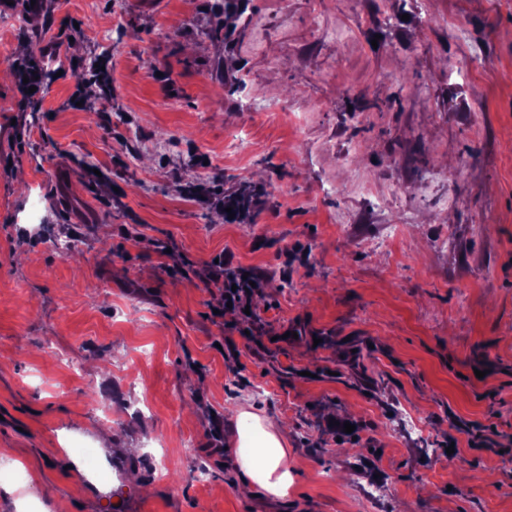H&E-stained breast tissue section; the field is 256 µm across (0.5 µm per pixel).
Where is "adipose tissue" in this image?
<instances>
[{
  "label": "adipose tissue",
  "mask_w": 512,
  "mask_h": 512,
  "mask_svg": "<svg viewBox=\"0 0 512 512\" xmlns=\"http://www.w3.org/2000/svg\"><path fill=\"white\" fill-rule=\"evenodd\" d=\"M232 439L246 483L271 496L287 497L293 476L287 467L288 437L281 421L239 410Z\"/></svg>",
  "instance_id": "ef3b65f1"
}]
</instances>
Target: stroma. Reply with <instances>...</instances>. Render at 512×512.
Listing matches in <instances>:
<instances>
[{
  "label": "stroma",
  "instance_id": "obj_1",
  "mask_svg": "<svg viewBox=\"0 0 512 512\" xmlns=\"http://www.w3.org/2000/svg\"><path fill=\"white\" fill-rule=\"evenodd\" d=\"M47 8H0V512H512V0ZM245 400L286 499L242 487ZM31 62H34V65H31ZM17 71L19 74V90L23 96L30 98L36 95L39 87H41L44 83L46 77L45 71L34 60L31 59L19 62L17 64ZM36 76H39L38 80H34V77ZM24 77L29 79L28 83H23ZM30 86H36L37 90L33 93H28V88ZM216 260H218V263L214 261L209 265L208 277L214 283H221L224 291L216 299L214 309L219 311H224V309L240 310L244 313L246 305H249V311L251 312L253 288L249 281H252V279L247 276L246 280H243L244 274L238 268H232L228 264H224V259ZM232 284L237 286L235 292H232ZM228 301L232 302V308L227 307ZM232 439L237 465L253 489L286 498L293 485L288 470V437L276 416H259L241 408L236 417Z\"/></svg>",
  "mask_w": 512,
  "mask_h": 512
}]
</instances>
